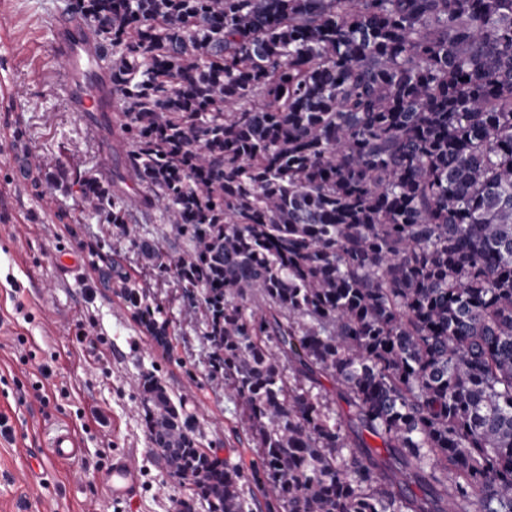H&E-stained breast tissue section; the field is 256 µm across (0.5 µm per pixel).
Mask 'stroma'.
Segmentation results:
<instances>
[{
  "label": "stroma",
  "instance_id": "stroma-1",
  "mask_svg": "<svg viewBox=\"0 0 512 512\" xmlns=\"http://www.w3.org/2000/svg\"><path fill=\"white\" fill-rule=\"evenodd\" d=\"M68 4L0 0L10 18L0 34V512H208L152 447L138 389L143 374H154L173 402H184L200 448L251 474L256 454L237 400L211 367L203 313L175 279L144 280L171 324L162 349L100 277L116 261L143 280L130 235L163 242L175 256L187 243L139 210L126 236L89 213L74 224L58 219L76 206L70 171L100 178L124 160L114 134L88 125L58 91L64 63L52 53V29ZM27 153L41 162L48 189L20 174ZM71 257L78 273L66 277L60 263ZM59 426L81 441L69 464L48 452ZM123 457L140 481L116 499L112 465Z\"/></svg>",
  "mask_w": 512,
  "mask_h": 512
}]
</instances>
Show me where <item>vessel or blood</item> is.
Here are the masks:
<instances>
[{
    "mask_svg": "<svg viewBox=\"0 0 512 512\" xmlns=\"http://www.w3.org/2000/svg\"><path fill=\"white\" fill-rule=\"evenodd\" d=\"M52 46L55 54L65 62L62 77V90L72 111L82 113L89 119H96L99 110V90L97 84L84 79L78 66L83 59L96 60L102 54L101 49H92L79 35L75 26L56 25ZM53 459L68 463L79 457L80 442L70 428L57 427L49 443ZM138 483V469L128 459L117 462L112 467V495L121 498L130 495Z\"/></svg>",
    "mask_w": 512,
    "mask_h": 512,
    "instance_id": "vessel-or-blood-1",
    "label": "vessel or blood"
}]
</instances>
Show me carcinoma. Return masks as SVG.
Masks as SVG:
<instances>
[{"label":"carcinoma","mask_w":512,"mask_h":512,"mask_svg":"<svg viewBox=\"0 0 512 512\" xmlns=\"http://www.w3.org/2000/svg\"><path fill=\"white\" fill-rule=\"evenodd\" d=\"M123 104L81 212L193 289L267 512H512V0H69ZM150 335L162 307L118 263ZM149 438L252 512L154 376ZM382 442L378 452L364 434Z\"/></svg>","instance_id":"cac0c4a2"}]
</instances>
